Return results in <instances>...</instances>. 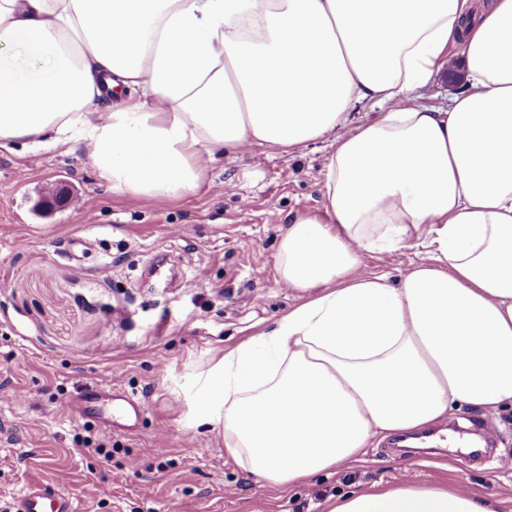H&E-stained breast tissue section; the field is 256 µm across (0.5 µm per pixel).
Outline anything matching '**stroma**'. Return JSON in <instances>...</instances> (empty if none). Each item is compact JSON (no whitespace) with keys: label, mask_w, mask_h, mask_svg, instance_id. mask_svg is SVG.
<instances>
[{"label":"stroma","mask_w":512,"mask_h":512,"mask_svg":"<svg viewBox=\"0 0 512 512\" xmlns=\"http://www.w3.org/2000/svg\"><path fill=\"white\" fill-rule=\"evenodd\" d=\"M334 149L326 138L228 156L196 195L133 201L83 149L0 148V512L35 479L68 489L81 512H326L338 495L401 480L512 500V406L495 412L483 464L466 448L401 453L377 438L362 461L291 490L242 469L199 424L202 373L299 302L279 280L278 243L287 215L321 207ZM59 181L74 205H44ZM426 258L405 246L365 254L363 268L395 282ZM108 381L145 402L134 433L103 426L107 403L98 420L69 412Z\"/></svg>","instance_id":"35a3bbf8"}]
</instances>
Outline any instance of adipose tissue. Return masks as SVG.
Masks as SVG:
<instances>
[{
    "label": "adipose tissue",
    "mask_w": 512,
    "mask_h": 512,
    "mask_svg": "<svg viewBox=\"0 0 512 512\" xmlns=\"http://www.w3.org/2000/svg\"><path fill=\"white\" fill-rule=\"evenodd\" d=\"M452 54L465 89L418 103ZM330 135L322 207L278 248L303 302L201 379L200 423L282 489L460 406L512 405V0H0V148L80 145L113 192L181 199L222 155ZM415 239L429 261L399 283L362 272ZM329 512L500 508L400 482Z\"/></svg>",
    "instance_id": "1"
}]
</instances>
